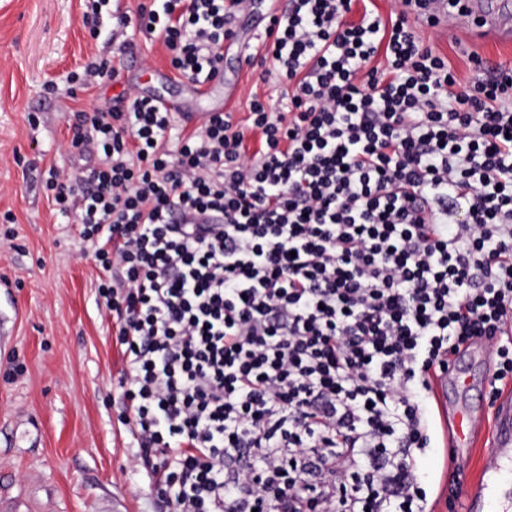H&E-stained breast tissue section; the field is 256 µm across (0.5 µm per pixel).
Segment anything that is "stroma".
Here are the masks:
<instances>
[{
    "mask_svg": "<svg viewBox=\"0 0 512 512\" xmlns=\"http://www.w3.org/2000/svg\"><path fill=\"white\" fill-rule=\"evenodd\" d=\"M85 0H0V215L9 213L14 248H0V512H155L137 449L119 423L123 358L115 328L95 294L100 270L79 238L74 217L56 213L40 175L70 167L68 115L103 111L133 84L150 95L187 102L206 113L224 99L191 98L171 70L164 47L139 40L121 54L83 26ZM424 43L445 55L461 80L478 78V54L512 65V45L483 43L464 31L416 21ZM112 56L119 82L72 91L70 73L99 54ZM224 73L240 94L232 109L246 117L251 88L277 98L256 68L224 57ZM56 87L54 94L44 84ZM481 448L459 461L447 440L420 460L427 490H440L438 512H454L447 491L456 470L477 474Z\"/></svg>",
    "mask_w": 512,
    "mask_h": 512,
    "instance_id": "1",
    "label": "stroma"
}]
</instances>
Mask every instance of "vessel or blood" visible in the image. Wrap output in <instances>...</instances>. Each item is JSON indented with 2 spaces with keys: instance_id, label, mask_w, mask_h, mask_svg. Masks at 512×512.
Masks as SVG:
<instances>
[{
  "instance_id": "vessel-or-blood-1",
  "label": "vessel or blood",
  "mask_w": 512,
  "mask_h": 512,
  "mask_svg": "<svg viewBox=\"0 0 512 512\" xmlns=\"http://www.w3.org/2000/svg\"><path fill=\"white\" fill-rule=\"evenodd\" d=\"M467 7L471 36L498 42L512 40V0H468ZM474 363V354H467L435 380L440 406L454 420L456 442L465 449L475 445L486 411L471 379ZM495 413L496 430L488 461L465 485L464 512H512V399H502Z\"/></svg>"
}]
</instances>
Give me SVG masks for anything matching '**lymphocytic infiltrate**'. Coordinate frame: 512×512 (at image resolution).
Wrapping results in <instances>:
<instances>
[{"label": "lymphocytic infiltrate", "mask_w": 512, "mask_h": 512, "mask_svg": "<svg viewBox=\"0 0 512 512\" xmlns=\"http://www.w3.org/2000/svg\"><path fill=\"white\" fill-rule=\"evenodd\" d=\"M111 2L92 38L135 23L179 75L223 69L240 0ZM351 8L271 17L248 61L283 106L253 92L246 123L179 135L127 88L75 111L83 163L48 171L104 273L159 512H433L434 377L482 344L493 395L512 382V67L460 82L408 21L429 0Z\"/></svg>", "instance_id": "lymphocytic-infiltrate-1"}]
</instances>
